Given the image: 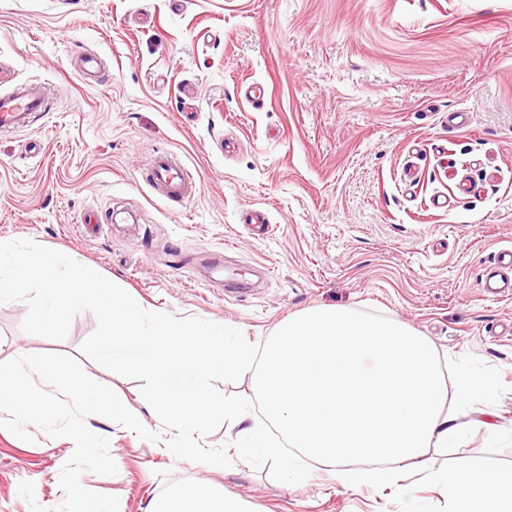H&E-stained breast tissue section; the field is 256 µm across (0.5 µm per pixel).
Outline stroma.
Here are the masks:
<instances>
[{
    "label": "stroma",
    "instance_id": "1",
    "mask_svg": "<svg viewBox=\"0 0 512 512\" xmlns=\"http://www.w3.org/2000/svg\"><path fill=\"white\" fill-rule=\"evenodd\" d=\"M81 53L101 59L96 82L74 70ZM2 67L41 82L49 104L0 133V242L68 253L146 310L257 345L315 307L404 322L440 358L498 368L508 391L493 420L512 430V298L480 285L512 247V0H0ZM253 82L262 104L237 94ZM452 112L469 125L449 126ZM161 151L197 187L184 207L147 183ZM462 179L470 193L433 208ZM117 210L137 223H111ZM254 211L265 223H249ZM26 314L24 301L0 302V361L68 355L162 436L87 417L117 472L86 470L81 483L117 496L119 512H151L197 481L249 512H400L392 489L342 484L323 462L290 485L239 458L223 469L175 457L139 381L82 353L92 313L61 341L23 333ZM30 432L29 443L0 429V512H29L23 481L50 512L65 499L73 442Z\"/></svg>",
    "mask_w": 512,
    "mask_h": 512
}]
</instances>
